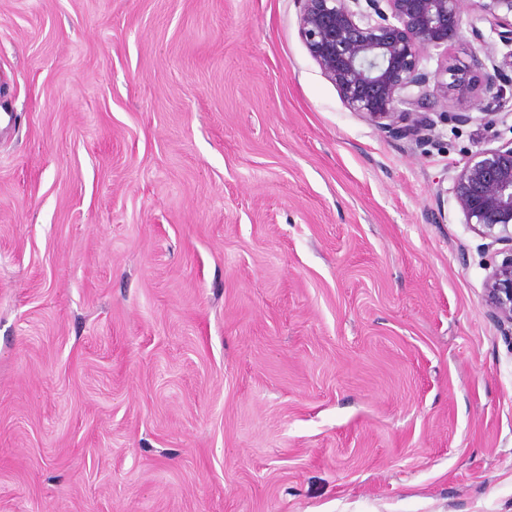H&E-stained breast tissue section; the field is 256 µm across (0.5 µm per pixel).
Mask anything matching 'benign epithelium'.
I'll list each match as a JSON object with an SVG mask.
<instances>
[{
	"label": "benign epithelium",
	"mask_w": 512,
	"mask_h": 512,
	"mask_svg": "<svg viewBox=\"0 0 512 512\" xmlns=\"http://www.w3.org/2000/svg\"><path fill=\"white\" fill-rule=\"evenodd\" d=\"M466 0H296L299 34L321 73L343 104L392 134L415 141L428 138L429 114L448 99V88L475 94L484 120L505 107L502 83L512 68V0H477L470 21L478 42L473 66L484 79L451 65L435 72L425 61L431 52L459 37ZM488 25L498 41L487 40L476 22ZM507 52L498 54V46ZM449 76L451 82L444 81ZM444 193L464 223L483 240L489 256L483 299L489 317L512 337V139L471 153L450 178Z\"/></svg>",
	"instance_id": "1"
}]
</instances>
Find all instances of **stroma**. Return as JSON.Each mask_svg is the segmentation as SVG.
Instances as JSON below:
<instances>
[{"label": "stroma", "instance_id": "35a3bbf8", "mask_svg": "<svg viewBox=\"0 0 512 512\" xmlns=\"http://www.w3.org/2000/svg\"><path fill=\"white\" fill-rule=\"evenodd\" d=\"M439 110L350 111L295 0H0V512H512L440 193L512 115Z\"/></svg>", "mask_w": 512, "mask_h": 512}]
</instances>
